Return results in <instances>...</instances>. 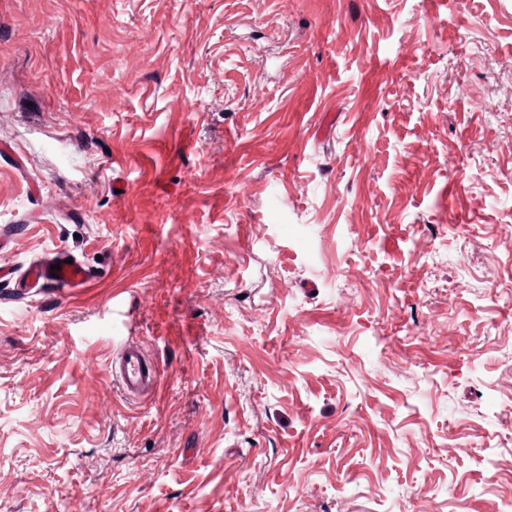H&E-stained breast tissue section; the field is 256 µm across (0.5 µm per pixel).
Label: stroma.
Returning a JSON list of instances; mask_svg holds the SVG:
<instances>
[{"label":"stroma","mask_w":512,"mask_h":512,"mask_svg":"<svg viewBox=\"0 0 512 512\" xmlns=\"http://www.w3.org/2000/svg\"><path fill=\"white\" fill-rule=\"evenodd\" d=\"M2 236L0 512L512 497V0H0ZM67 259H72L73 263H64ZM55 264H59L61 270L50 271V266ZM51 273H55L56 277H52ZM26 274L31 282V288H60L72 293L88 288L94 278L88 266L64 252H54L44 256L31 265L26 270ZM111 372L123 394L129 398L145 395L157 385L160 378L158 365L134 341L121 345L112 359Z\"/></svg>","instance_id":"obj_1"}]
</instances>
